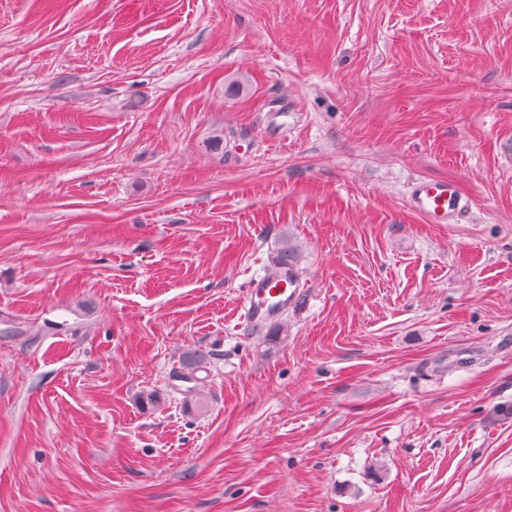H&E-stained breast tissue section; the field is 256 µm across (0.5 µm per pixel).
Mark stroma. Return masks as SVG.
I'll return each mask as SVG.
<instances>
[{
	"label": "stroma",
	"mask_w": 512,
	"mask_h": 512,
	"mask_svg": "<svg viewBox=\"0 0 512 512\" xmlns=\"http://www.w3.org/2000/svg\"><path fill=\"white\" fill-rule=\"evenodd\" d=\"M0 512H512V0H0ZM410 205L431 224H452L466 206L454 183L434 179L412 184ZM303 277L295 265H275L266 275L251 277L245 285L242 308L251 326L265 327L296 306Z\"/></svg>",
	"instance_id": "35a3bbf8"
}]
</instances>
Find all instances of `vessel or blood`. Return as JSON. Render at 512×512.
<instances>
[{
	"instance_id": "obj_1",
	"label": "vessel or blood",
	"mask_w": 512,
	"mask_h": 512,
	"mask_svg": "<svg viewBox=\"0 0 512 512\" xmlns=\"http://www.w3.org/2000/svg\"><path fill=\"white\" fill-rule=\"evenodd\" d=\"M412 209L433 224H449L464 210L456 185L446 180H419L410 192ZM303 277L296 266L279 264L266 275L250 278L242 308L250 325L264 327L278 321L298 303Z\"/></svg>"
}]
</instances>
